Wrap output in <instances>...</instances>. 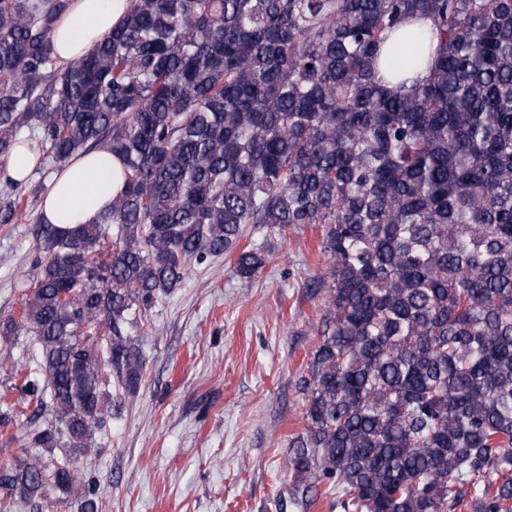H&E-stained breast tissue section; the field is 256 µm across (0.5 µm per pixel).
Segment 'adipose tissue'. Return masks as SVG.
I'll return each mask as SVG.
<instances>
[{
  "label": "adipose tissue",
  "instance_id": "obj_1",
  "mask_svg": "<svg viewBox=\"0 0 512 512\" xmlns=\"http://www.w3.org/2000/svg\"><path fill=\"white\" fill-rule=\"evenodd\" d=\"M130 0H72L52 29L56 54L70 62L83 56L97 41L118 25ZM107 193H99L100 185ZM121 158L90 153L73 159L50 178L40 211L49 224H89L123 187Z\"/></svg>",
  "mask_w": 512,
  "mask_h": 512
}]
</instances>
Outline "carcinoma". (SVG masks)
<instances>
[{
	"label": "carcinoma",
	"mask_w": 512,
	"mask_h": 512,
	"mask_svg": "<svg viewBox=\"0 0 512 512\" xmlns=\"http://www.w3.org/2000/svg\"><path fill=\"white\" fill-rule=\"evenodd\" d=\"M68 8L0 0V160L98 150L125 189L91 224L38 225L41 276L0 342L35 337L32 440L61 453L0 468V512L77 485L98 512L78 462L112 383L142 381L123 324L213 258L258 278L249 224H319L327 259L293 507L512 512V0H130L61 62ZM411 16L432 28L398 32ZM40 188L6 179L0 224Z\"/></svg>",
	"instance_id": "obj_1"
}]
</instances>
